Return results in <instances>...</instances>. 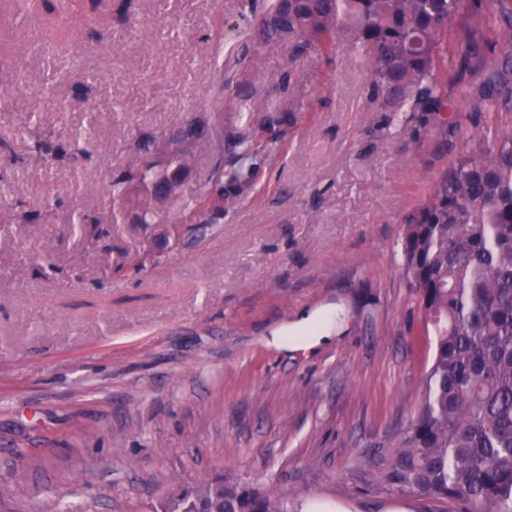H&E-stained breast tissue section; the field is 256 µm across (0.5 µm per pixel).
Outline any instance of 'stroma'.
<instances>
[{
    "label": "stroma",
    "instance_id": "obj_1",
    "mask_svg": "<svg viewBox=\"0 0 512 512\" xmlns=\"http://www.w3.org/2000/svg\"><path fill=\"white\" fill-rule=\"evenodd\" d=\"M254 21L245 0H127L57 27L31 0L0 7V197L54 204L36 224L0 209V512H161L219 477L302 512H428L374 459L421 401L432 338L400 243L450 155L433 122L371 111L346 43L292 64ZM273 107L288 134L222 223H107L146 200L110 187L139 132L160 157L191 118L248 134ZM80 134L90 161L34 151ZM314 313L347 326L288 338Z\"/></svg>",
    "mask_w": 512,
    "mask_h": 512
}]
</instances>
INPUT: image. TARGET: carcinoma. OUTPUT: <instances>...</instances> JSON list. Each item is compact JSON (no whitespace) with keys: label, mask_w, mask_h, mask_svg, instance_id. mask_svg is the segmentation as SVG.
I'll return each instance as SVG.
<instances>
[{"label":"carcinoma","mask_w":512,"mask_h":512,"mask_svg":"<svg viewBox=\"0 0 512 512\" xmlns=\"http://www.w3.org/2000/svg\"><path fill=\"white\" fill-rule=\"evenodd\" d=\"M470 24L448 46L462 18ZM260 44L278 43L289 63L316 53L326 58L343 40L369 71V101L377 112L412 120L430 114L453 158L406 217L404 269L419 289L433 351L420 405L375 465L394 490L419 493L440 512H512V0H272L257 23ZM475 59L488 78L463 103L448 99L457 59ZM453 112V121L445 113ZM465 112H487L495 124L470 130ZM288 119L272 113L249 145L200 133H169V152L151 154L153 137L131 146L135 160L112 179V195L139 185L155 199L181 200L177 234L216 224L224 203L249 196L253 173L209 166L199 186H183L192 144L210 151L255 153L264 134ZM3 204L18 224L46 218L26 202ZM162 512H288L287 499L215 480L169 499Z\"/></svg>","instance_id":"cac0c4a2"}]
</instances>
